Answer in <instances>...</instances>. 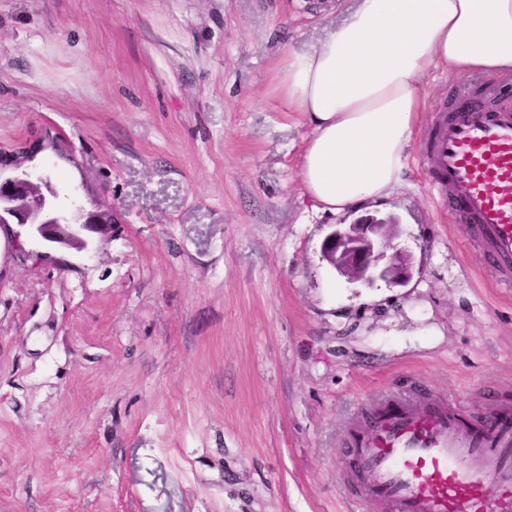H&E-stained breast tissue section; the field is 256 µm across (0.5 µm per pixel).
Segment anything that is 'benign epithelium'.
I'll use <instances>...</instances> for the list:
<instances>
[{
	"label": "benign epithelium",
	"instance_id": "benign-epithelium-1",
	"mask_svg": "<svg viewBox=\"0 0 512 512\" xmlns=\"http://www.w3.org/2000/svg\"><path fill=\"white\" fill-rule=\"evenodd\" d=\"M59 142L58 137L45 134L27 146L0 151V232L17 258L35 263L48 258L67 268L68 252L87 248L86 234H96L102 240L112 236V212L106 209L87 215L81 213L72 221L52 212L42 190L47 185L43 175L35 170L23 171L21 167L41 151L58 150ZM8 168L19 169L21 173L1 177ZM398 228L395 218L370 214L350 224L340 223L324 239L322 259L349 283L368 288L379 282L389 287H404L413 277L411 255L399 249L388 252ZM31 234L54 244L57 255L46 257L27 249Z\"/></svg>",
	"mask_w": 512,
	"mask_h": 512
}]
</instances>
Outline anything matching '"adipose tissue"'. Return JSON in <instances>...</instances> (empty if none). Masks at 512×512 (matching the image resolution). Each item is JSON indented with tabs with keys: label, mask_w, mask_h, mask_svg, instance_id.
<instances>
[{
	"label": "adipose tissue",
	"mask_w": 512,
	"mask_h": 512,
	"mask_svg": "<svg viewBox=\"0 0 512 512\" xmlns=\"http://www.w3.org/2000/svg\"><path fill=\"white\" fill-rule=\"evenodd\" d=\"M512 72V0H359L312 50L276 72L286 111L310 128L300 180L341 214L402 184L433 69Z\"/></svg>",
	"instance_id": "adipose-tissue-1"
}]
</instances>
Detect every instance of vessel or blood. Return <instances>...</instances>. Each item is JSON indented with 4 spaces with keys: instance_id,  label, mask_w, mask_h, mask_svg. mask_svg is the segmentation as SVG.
<instances>
[{
    "instance_id": "b4317fda",
    "label": "vessel or blood",
    "mask_w": 512,
    "mask_h": 512,
    "mask_svg": "<svg viewBox=\"0 0 512 512\" xmlns=\"http://www.w3.org/2000/svg\"><path fill=\"white\" fill-rule=\"evenodd\" d=\"M499 101L466 98L432 121L426 151L433 185L497 281L512 286V79ZM352 455L362 500L383 512H512V410L480 426L456 401L376 400Z\"/></svg>"
}]
</instances>
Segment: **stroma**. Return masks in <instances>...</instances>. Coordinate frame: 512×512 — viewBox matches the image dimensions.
I'll use <instances>...</instances> for the list:
<instances>
[{
	"label": "stroma",
	"instance_id": "1",
	"mask_svg": "<svg viewBox=\"0 0 512 512\" xmlns=\"http://www.w3.org/2000/svg\"><path fill=\"white\" fill-rule=\"evenodd\" d=\"M357 0H0V149L36 131L60 204L112 211L72 268L0 238V512H380L344 451L372 399L512 405V288L432 187L444 69L391 214L404 287L357 288L299 178L273 75Z\"/></svg>",
	"mask_w": 512,
	"mask_h": 512
}]
</instances>
